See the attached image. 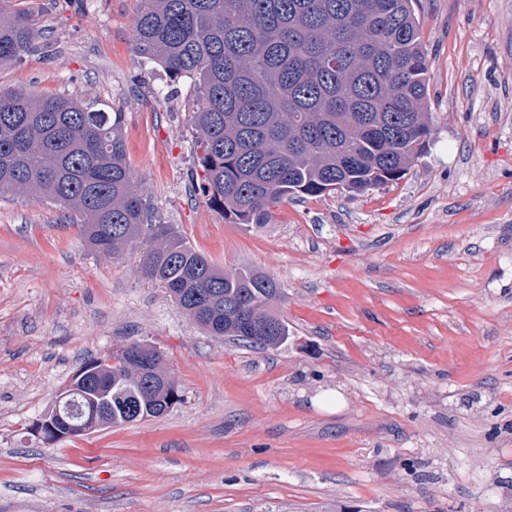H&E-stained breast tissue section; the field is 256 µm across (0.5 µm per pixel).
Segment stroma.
<instances>
[{"instance_id":"35a3bbf8","label":"stroma","mask_w":512,"mask_h":512,"mask_svg":"<svg viewBox=\"0 0 512 512\" xmlns=\"http://www.w3.org/2000/svg\"><path fill=\"white\" fill-rule=\"evenodd\" d=\"M413 6L432 129L406 175L247 226L198 188L197 90L136 54L137 0H10L54 52L0 87L123 112L153 223L273 280L289 336H210L146 275L154 232L103 250L0 195V512H512V0ZM142 341L178 384L165 415L29 434L84 362Z\"/></svg>"}]
</instances>
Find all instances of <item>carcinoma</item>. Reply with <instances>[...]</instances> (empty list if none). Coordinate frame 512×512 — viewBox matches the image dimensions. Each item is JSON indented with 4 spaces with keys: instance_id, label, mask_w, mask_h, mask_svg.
Wrapping results in <instances>:
<instances>
[{
    "instance_id": "carcinoma-1",
    "label": "carcinoma",
    "mask_w": 512,
    "mask_h": 512,
    "mask_svg": "<svg viewBox=\"0 0 512 512\" xmlns=\"http://www.w3.org/2000/svg\"><path fill=\"white\" fill-rule=\"evenodd\" d=\"M0 0V67L51 44L32 16ZM138 56L198 98L202 192L238 224H259L289 196L341 185L363 193L403 177L431 134L429 59L412 0H142ZM122 113L76 98L0 89V192L73 209L88 241L127 245L150 214L126 164ZM146 253L147 273L214 336L277 347L288 325L269 310L278 288L226 273L169 230ZM125 348L91 359L80 394L50 413L48 434L78 435L100 413L107 425L165 414L180 401L170 378L150 384Z\"/></svg>"
}]
</instances>
